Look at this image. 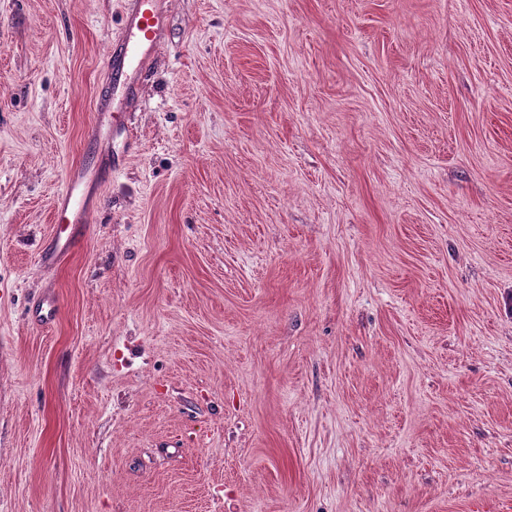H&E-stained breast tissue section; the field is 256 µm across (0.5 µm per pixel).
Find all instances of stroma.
<instances>
[{
    "label": "stroma",
    "instance_id": "1",
    "mask_svg": "<svg viewBox=\"0 0 512 512\" xmlns=\"http://www.w3.org/2000/svg\"><path fill=\"white\" fill-rule=\"evenodd\" d=\"M167 5L49 267L123 0H0V512H512V0ZM86 168H74L67 179L62 192L57 196L53 207L55 250H45L41 261L46 265L53 264L56 258L71 251L75 247L77 236L73 229L77 225L90 224L94 207L90 204V183ZM56 300L51 294H46L32 307L29 319L41 325H50L56 318Z\"/></svg>",
    "mask_w": 512,
    "mask_h": 512
}]
</instances>
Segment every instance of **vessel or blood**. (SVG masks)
I'll return each mask as SVG.
<instances>
[{"label": "vessel or blood", "mask_w": 512, "mask_h": 512, "mask_svg": "<svg viewBox=\"0 0 512 512\" xmlns=\"http://www.w3.org/2000/svg\"><path fill=\"white\" fill-rule=\"evenodd\" d=\"M164 0H126L122 27L112 43L106 63L109 74L108 103L100 108L89 138L110 141L127 139L128 134L117 115L120 105L136 96L141 72L147 57L161 43L165 30ZM90 183L85 167L74 168L53 207L54 249L43 251L44 264H53L57 256L71 251L77 241L76 226L90 223L94 211L89 201ZM31 321L48 325L56 318V300L47 294L40 298L29 314Z\"/></svg>", "instance_id": "vessel-or-blood-1"}]
</instances>
